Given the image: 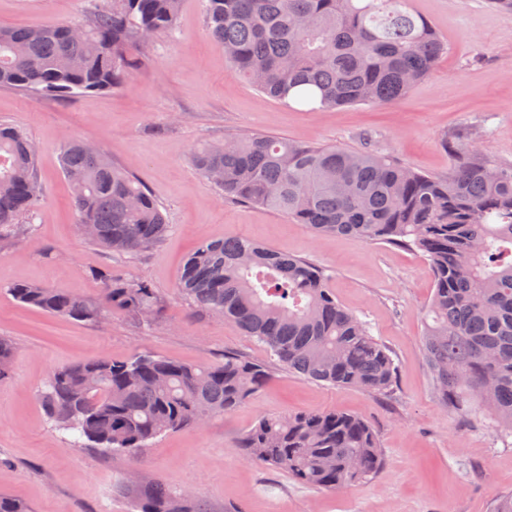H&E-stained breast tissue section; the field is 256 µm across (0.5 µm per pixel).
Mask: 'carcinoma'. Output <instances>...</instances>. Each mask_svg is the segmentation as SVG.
<instances>
[{
	"label": "carcinoma",
	"instance_id": "cac0c4a2",
	"mask_svg": "<svg viewBox=\"0 0 512 512\" xmlns=\"http://www.w3.org/2000/svg\"><path fill=\"white\" fill-rule=\"evenodd\" d=\"M206 28L234 71L269 98L312 110L387 104L427 77L446 53L409 0H202ZM182 0L93 4L84 34L41 21L0 27V87L52 98L122 88L131 51L175 29ZM446 176L413 171L370 148L291 143L262 133L204 143L203 177L219 168L224 197L277 211L318 234L415 248L429 260L433 295L422 349L438 402L491 416L512 437V163L488 158L472 135L445 140ZM77 225L90 241L136 255L169 231L153 195L82 140L62 146ZM42 189L36 149L18 127L0 124V240L35 212ZM95 297L19 282L15 301L49 314L97 322L118 309L145 320L160 299L144 281L100 274ZM178 291L196 307L240 326L270 361L305 380L385 393L395 381L388 349L345 310L309 259L244 238L201 243L185 260ZM15 357L0 336V378ZM263 360L234 353L192 364L151 354L116 361L93 356L56 369L39 393L55 428L78 446L135 458L158 437L197 426L256 394ZM246 456L311 488L337 492L368 481L383 464L379 438L363 418L339 411L263 416L241 438ZM137 512H204L162 483L138 488Z\"/></svg>",
	"mask_w": 512,
	"mask_h": 512
}]
</instances>
